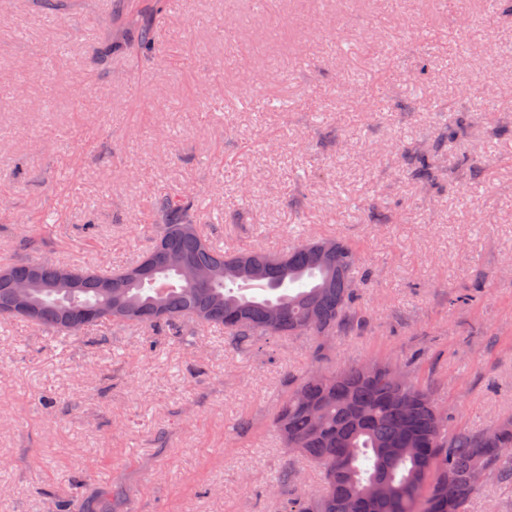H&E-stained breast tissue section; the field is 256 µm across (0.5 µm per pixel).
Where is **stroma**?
<instances>
[{
    "mask_svg": "<svg viewBox=\"0 0 512 512\" xmlns=\"http://www.w3.org/2000/svg\"><path fill=\"white\" fill-rule=\"evenodd\" d=\"M126 3L0 0V264L130 265L151 196L188 195L227 251L355 245L369 323L317 363L309 335L0 322V512H281L283 474L323 488L272 426L314 366L411 363L455 432L512 416V15L460 0V42L442 0H165L151 53L100 59Z\"/></svg>",
    "mask_w": 512,
    "mask_h": 512,
    "instance_id": "35a3bbf8",
    "label": "stroma"
}]
</instances>
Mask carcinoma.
<instances>
[{"mask_svg": "<svg viewBox=\"0 0 512 512\" xmlns=\"http://www.w3.org/2000/svg\"><path fill=\"white\" fill-rule=\"evenodd\" d=\"M163 0L125 10V26L134 40L108 42L104 52L128 49L136 54L151 48L150 16L162 12ZM152 209L158 223L153 243L163 241L174 259L157 273L124 283L126 300L138 311L119 316L104 311L106 298L99 281L91 280L70 292L53 288L64 264L33 259L7 263L15 276L38 265L43 288L30 298L42 311L37 327L66 333L63 315L80 316L90 308L103 312L89 324L166 326L178 332L188 324L223 327L248 342L261 335H301L319 339V347L340 332H360L367 317L352 310L356 298L354 274L360 266L356 247L343 240L323 239L329 264L310 242L288 250V266L265 264L257 271L229 272L225 260L250 256L258 247L228 252L202 235L201 218L189 198L157 197ZM204 273L207 287L184 281L176 260ZM14 288L0 278V320L13 318L9 308ZM160 306L166 316L153 318ZM243 318L231 321L235 312ZM369 374L360 364L324 373L309 371L280 403L274 417L286 448L320 468L326 485L319 496L288 498L282 512H468L481 484L470 483L480 469L512 483V417L470 434L448 430V413L429 390L413 377H397L389 362H376ZM453 480L458 497L438 501L440 487Z\"/></svg>", "mask_w": 512, "mask_h": 512, "instance_id": "cac0c4a2", "label": "carcinoma"}]
</instances>
